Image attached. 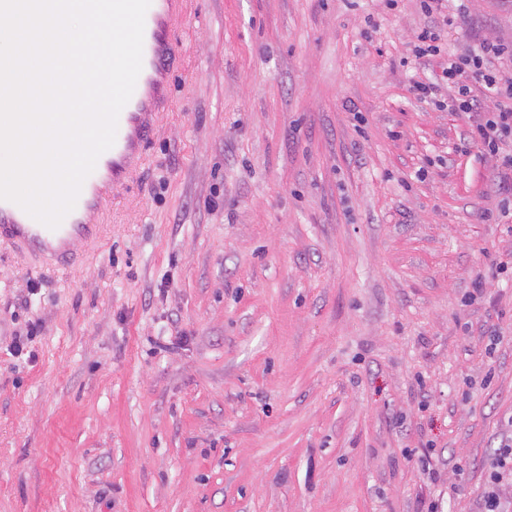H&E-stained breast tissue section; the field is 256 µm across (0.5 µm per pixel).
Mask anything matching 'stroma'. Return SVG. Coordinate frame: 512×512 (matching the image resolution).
<instances>
[{
	"label": "stroma",
	"mask_w": 512,
	"mask_h": 512,
	"mask_svg": "<svg viewBox=\"0 0 512 512\" xmlns=\"http://www.w3.org/2000/svg\"><path fill=\"white\" fill-rule=\"evenodd\" d=\"M191 4L102 238L0 244V512H475L512 433V199L412 90L420 0ZM448 12L442 56L512 47V0Z\"/></svg>",
	"instance_id": "obj_1"
}]
</instances>
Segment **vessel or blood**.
<instances>
[{"label": "vessel or blood", "mask_w": 512, "mask_h": 512, "mask_svg": "<svg viewBox=\"0 0 512 512\" xmlns=\"http://www.w3.org/2000/svg\"><path fill=\"white\" fill-rule=\"evenodd\" d=\"M190 0H151L145 14L142 69L134 92L118 117L113 146L102 153L84 180L74 209L54 229L20 206L0 200V242L62 265L78 244L97 239L101 218L112 199L127 188L156 130L158 117L172 102L171 59Z\"/></svg>", "instance_id": "vessel-or-blood-1"}]
</instances>
